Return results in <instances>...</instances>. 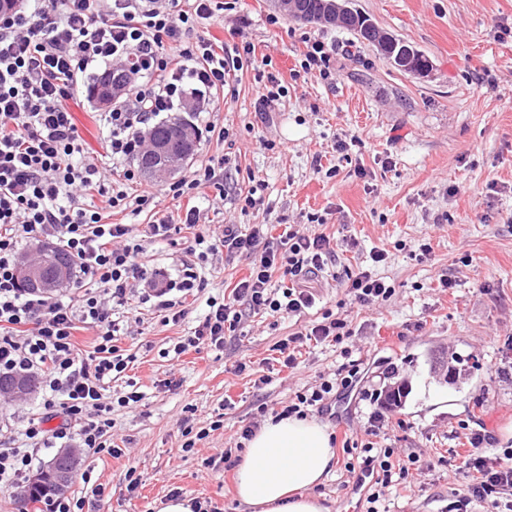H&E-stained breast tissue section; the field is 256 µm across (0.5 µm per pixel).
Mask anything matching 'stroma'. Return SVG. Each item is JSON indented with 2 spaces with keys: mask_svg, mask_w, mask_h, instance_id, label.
Here are the masks:
<instances>
[{
  "mask_svg": "<svg viewBox=\"0 0 512 512\" xmlns=\"http://www.w3.org/2000/svg\"><path fill=\"white\" fill-rule=\"evenodd\" d=\"M382 30L413 46L431 67L422 76L391 66L378 49L350 30L305 25L273 0H222L208 20L194 24L186 45L207 40L225 50L250 41L255 50L230 74L210 103L212 131H201L193 157L172 181L141 178L128 186L172 215L174 230L146 244L144 261L176 274L194 229L188 208L213 228L264 224L272 236L286 227L330 236L336 251L315 283L319 302L290 318L244 316L223 350L173 357L181 337L203 320L209 299H223L249 273L244 257H217L204 271L208 286L188 296L187 317L163 324L144 305L123 310L135 353L128 374L144 394L131 408H114L112 437L124 454L82 453L78 467L90 482L71 492L86 496L89 512H161L171 489L208 501L219 512H243L234 471L220 458L236 447L242 429L264 424L258 407L282 410L295 393L332 377L344 359L334 345L302 349L295 369L277 370L272 347L338 310L354 332L353 358L367 376L356 393L316 414L337 442L376 443L399 455H419L424 468L413 490L386 489L378 512H448L469 490L461 467L475 421L493 441L489 454L512 448V0H350ZM323 37L336 47V75L304 71L306 41ZM283 91L266 112L255 104L269 77ZM75 122L90 156L120 175L104 149L108 131L86 96L73 99ZM228 137H219V129ZM221 168L220 185L174 197L170 184L191 179L201 166ZM256 189L262 203L247 207ZM387 249L386 261L371 254ZM364 268L394 290L376 308L345 303L346 271ZM459 359L463 376L448 384L433 372L435 356ZM250 362L239 374L237 362ZM271 384L255 388L259 376ZM176 387L164 388L167 379ZM408 393L391 420L369 436L383 412L388 385ZM194 408L195 429H208L192 452H181L180 421ZM224 425L211 430L216 416ZM135 467L140 486L125 491ZM102 495H92L93 486ZM327 512H368L372 505L356 474L337 458L315 490Z\"/></svg>",
  "mask_w": 512,
  "mask_h": 512,
  "instance_id": "obj_1",
  "label": "stroma"
}]
</instances>
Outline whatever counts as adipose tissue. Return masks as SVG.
<instances>
[{
	"mask_svg": "<svg viewBox=\"0 0 512 512\" xmlns=\"http://www.w3.org/2000/svg\"><path fill=\"white\" fill-rule=\"evenodd\" d=\"M336 458L323 426L295 417L268 421L237 470V497L250 512H325L313 490Z\"/></svg>",
	"mask_w": 512,
	"mask_h": 512,
	"instance_id": "1",
	"label": "adipose tissue"
}]
</instances>
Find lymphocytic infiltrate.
I'll list each match as a JSON object with an SVG mask.
<instances>
[{
  "label": "lymphocytic infiltrate",
  "mask_w": 512,
  "mask_h": 512,
  "mask_svg": "<svg viewBox=\"0 0 512 512\" xmlns=\"http://www.w3.org/2000/svg\"><path fill=\"white\" fill-rule=\"evenodd\" d=\"M213 0H25L18 10L0 12V374L33 375L43 386L42 412L15 432L10 419L0 420V437L17 438L16 446L0 448V488L27 481L41 450L81 448L120 457L112 443V411L140 403L138 389L112 398L113 382L122 380L132 361L119 344L123 327L114 309L131 297L152 303L164 321L180 322L187 312L184 295L202 290L207 281L201 259L216 251L251 260L250 273L240 279L225 302L211 301L192 336L173 351L183 354L202 347L223 348L226 333L235 331L244 312L270 311L296 316L314 306L313 280L335 255L329 236L288 230L268 236L264 225L242 232L237 225L197 233V259L181 264L177 278L150 275L140 261L145 239L167 236L169 215L154 213L145 234L132 225L103 222L82 199L94 191L111 207L121 206L124 192H111L105 174L84 157L83 139L69 107L84 86L88 70L118 66L136 76L133 95H122L100 119L110 129L105 148L115 159L133 157L143 145V128L163 112L180 108L185 94L201 103L222 91L226 77L242 66L243 54L231 55L208 41L183 47L186 31L209 19ZM56 241L74 259L83 286L77 296L51 301L24 288L16 273L23 238ZM292 287L275 292L274 272ZM347 296L363 307L387 301L393 288L371 272H348ZM93 331L96 344L82 354L77 330ZM353 336L346 319L323 312L320 321L274 345L284 367L297 366V353L308 342H331L345 357L340 380L326 379L296 393L284 406L285 417L306 418L324 410L336 388H350L359 374L349 344ZM484 435L471 437L463 466L471 476L470 499L489 512H512V448L487 455ZM350 455L348 471L377 474L383 488L407 486L417 456H398L373 444H343Z\"/></svg>",
  "instance_id": "obj_1"
}]
</instances>
